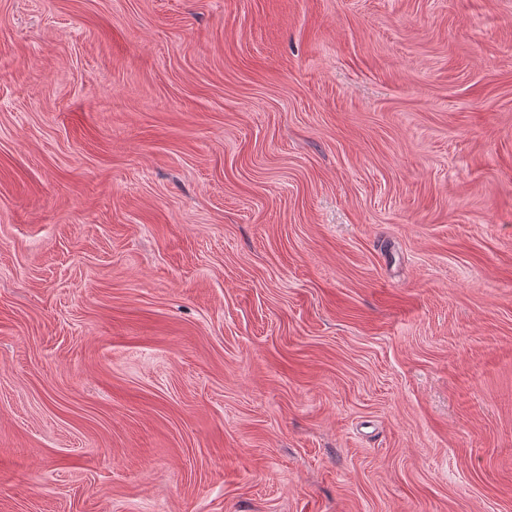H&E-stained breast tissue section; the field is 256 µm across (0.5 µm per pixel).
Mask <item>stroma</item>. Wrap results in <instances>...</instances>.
Here are the masks:
<instances>
[{
  "label": "stroma",
  "mask_w": 512,
  "mask_h": 512,
  "mask_svg": "<svg viewBox=\"0 0 512 512\" xmlns=\"http://www.w3.org/2000/svg\"><path fill=\"white\" fill-rule=\"evenodd\" d=\"M0 512H512V0H0Z\"/></svg>",
  "instance_id": "obj_1"
}]
</instances>
